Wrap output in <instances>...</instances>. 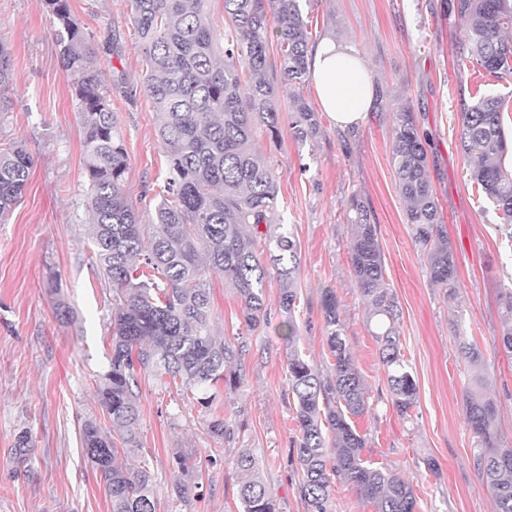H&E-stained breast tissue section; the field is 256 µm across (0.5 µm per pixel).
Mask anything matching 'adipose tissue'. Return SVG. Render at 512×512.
Returning <instances> with one entry per match:
<instances>
[{"label":"adipose tissue","mask_w":512,"mask_h":512,"mask_svg":"<svg viewBox=\"0 0 512 512\" xmlns=\"http://www.w3.org/2000/svg\"><path fill=\"white\" fill-rule=\"evenodd\" d=\"M310 73L323 110L338 127L350 130L364 122L374 91L354 47L322 40L310 52Z\"/></svg>","instance_id":"adipose-tissue-1"}]
</instances>
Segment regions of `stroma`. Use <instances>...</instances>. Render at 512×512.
Returning a JSON list of instances; mask_svg holds the SVG:
<instances>
[{
    "label": "stroma",
    "instance_id": "stroma-1",
    "mask_svg": "<svg viewBox=\"0 0 512 512\" xmlns=\"http://www.w3.org/2000/svg\"><path fill=\"white\" fill-rule=\"evenodd\" d=\"M452 0H301L311 43L352 45L372 85L384 93L358 128L344 131L320 112V134L298 144L289 129L293 91L281 87L279 143L256 133L254 146L280 174V219L300 252V302L294 312L303 354L320 369L332 356L324 337L320 292L340 304L343 334L368 387L364 414L352 420L366 440L365 460L413 487L417 512H495L473 455L463 408L472 370L458 338L475 340L494 382L496 428L512 445V352L496 343L497 295L512 285V239L479 195L458 133L462 103L507 93L512 81L457 66L463 37ZM94 49L129 155L126 190L150 215L167 171L165 148L142 81L143 54L128 0H69ZM0 42L11 52V108L0 114V145L24 144L34 167L22 199L0 223V512H111L84 457L81 427L102 419L95 381L109 362L111 308L91 242L86 207L81 114L62 70L60 48L42 0H0ZM410 101L426 139L439 217L454 249L459 296L448 303L426 272L405 222L390 150L394 112ZM370 210L384 255L385 280L399 306L403 354L417 385L410 418L393 408L367 303L350 275L348 203ZM268 315L254 331L241 325L240 302L223 278L212 280L215 335L246 334L245 378L234 393L217 391L214 412L230 436L207 433V415L176 391L143 378L140 459L153 477L157 512H242L235 458L253 453L279 512H305L296 476L295 411L283 399L286 317L279 284L269 279ZM72 310L68 321L55 304ZM31 437L27 462L11 457L20 432ZM196 449V486L188 503L171 482L179 449Z\"/></svg>",
    "mask_w": 512,
    "mask_h": 512
}]
</instances>
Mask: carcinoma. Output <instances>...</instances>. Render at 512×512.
<instances>
[{
    "label": "carcinoma",
    "mask_w": 512,
    "mask_h": 512,
    "mask_svg": "<svg viewBox=\"0 0 512 512\" xmlns=\"http://www.w3.org/2000/svg\"><path fill=\"white\" fill-rule=\"evenodd\" d=\"M209 0H129L146 71L143 86L168 158L167 185L154 213L144 216L125 196L129 159L95 56L73 19L69 0H43L60 46L62 69L71 80L82 118L84 169L89 188L96 260L112 309L109 370L96 383L98 404L110 427L88 420L81 428L85 456L109 497L112 512H156L148 465L132 468L121 453L140 446V384L152 377L175 387L188 401L210 408L220 384H242L238 362L247 341H230L211 327L212 276L224 277L241 302L247 330L267 319L265 282L275 274L279 306L288 315L284 357L287 388L300 436L298 494L306 512H330L331 484H353L375 512H415L411 484L392 471L367 464L365 439L350 423L367 409V386L342 338L336 293L321 291L325 339L333 363L323 373L298 349L293 321L299 299L298 246L277 222L280 175L254 148L262 127L280 134L279 85L302 86L308 78L309 37L300 0H224V45L207 9ZM464 29L458 66H477L497 79L512 77V0H456ZM282 55L279 80L266 76L269 25ZM9 50L0 44V112L8 111ZM508 100L484 95L463 105L460 142L470 160V180L500 219L512 224V166L502 114ZM289 128L303 144L321 130L305 98L293 99ZM391 158L405 220L427 260L430 281L457 301V265L437 218L428 155L409 103L393 114ZM33 159L20 144L0 148V218L22 199ZM353 236L351 276L368 301L367 323L375 328L391 400L403 416L415 405L417 387L401 354L399 308L384 276L377 225L357 197L349 203ZM498 340L512 349V288L499 294ZM459 351L474 375L464 398L474 456L496 512H512V448L494 428L495 403L487 396L490 375L478 346L459 337ZM332 433L327 438L324 431ZM32 451L23 431L10 453L21 462ZM176 500L188 498L193 453L177 456ZM243 512H278L254 455L236 459Z\"/></svg>",
    "instance_id": "carcinoma-1"
}]
</instances>
